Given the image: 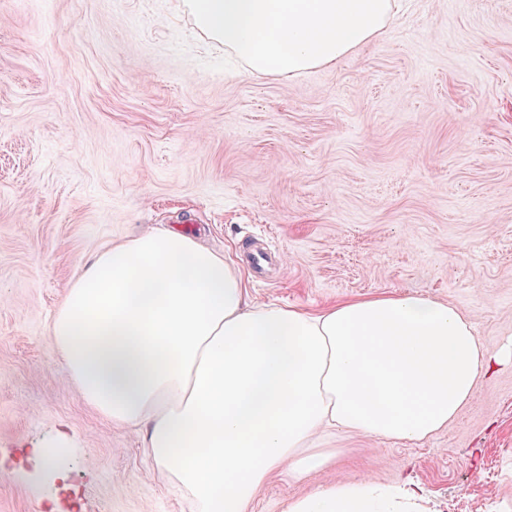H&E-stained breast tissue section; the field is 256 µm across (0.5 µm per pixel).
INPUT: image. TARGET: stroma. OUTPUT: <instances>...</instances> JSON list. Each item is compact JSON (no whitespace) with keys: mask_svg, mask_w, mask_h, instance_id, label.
I'll use <instances>...</instances> for the list:
<instances>
[{"mask_svg":"<svg viewBox=\"0 0 512 512\" xmlns=\"http://www.w3.org/2000/svg\"><path fill=\"white\" fill-rule=\"evenodd\" d=\"M168 227L230 256L251 299L315 311L420 293L512 342V0H407L299 77L249 73L185 0H0V512H189L140 429L82 398L47 326L102 248ZM278 254L265 281L250 253ZM66 438V480L32 457ZM248 512L342 480L424 512H512V365L419 442L328 430Z\"/></svg>","mask_w":512,"mask_h":512,"instance_id":"35a3bbf8","label":"stroma"}]
</instances>
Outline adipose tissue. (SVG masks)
Here are the masks:
<instances>
[{
  "mask_svg": "<svg viewBox=\"0 0 512 512\" xmlns=\"http://www.w3.org/2000/svg\"><path fill=\"white\" fill-rule=\"evenodd\" d=\"M393 0H188L197 26L250 70L298 74L371 42ZM84 400L141 426L148 457L195 512H247L282 465L338 429L422 441L448 427L478 379L512 359L482 350L467 314L419 294L309 312L251 301L243 272L186 234L157 229L101 250L48 325ZM370 481H339L285 512H391Z\"/></svg>",
  "mask_w": 512,
  "mask_h": 512,
  "instance_id": "ef3b65f1",
  "label": "adipose tissue"
}]
</instances>
